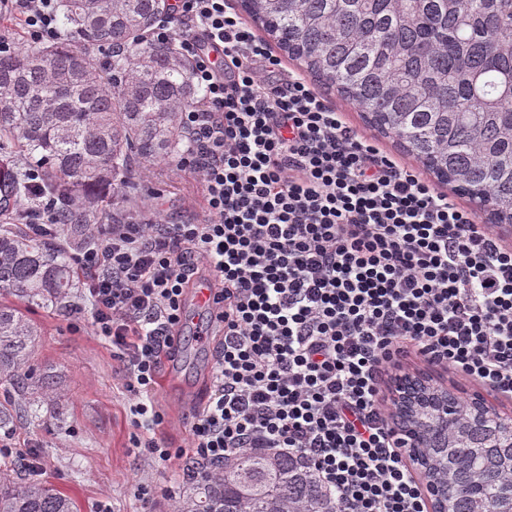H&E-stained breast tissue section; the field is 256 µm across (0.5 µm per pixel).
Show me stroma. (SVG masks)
Instances as JSON below:
<instances>
[{
	"label": "stroma",
	"instance_id": "1",
	"mask_svg": "<svg viewBox=\"0 0 512 512\" xmlns=\"http://www.w3.org/2000/svg\"><path fill=\"white\" fill-rule=\"evenodd\" d=\"M134 179L141 192L108 195L104 215L129 212L138 217L160 203L163 223L203 221V186L174 160L138 168ZM87 305L77 287L56 307H25L41 329L35 362L60 383L61 393L56 406L41 405L39 420L15 430L14 444L20 453L37 450L44 463L43 480L72 498L80 512H143L138 486L172 485L183 462L176 458L161 463L131 453L136 429L122 363L89 325ZM215 346L209 314L185 302L179 353L164 360L156 396L164 416L159 433L171 447L188 445L187 415L206 397Z\"/></svg>",
	"mask_w": 512,
	"mask_h": 512
}]
</instances>
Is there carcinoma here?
Here are the masks:
<instances>
[{"label":"carcinoma","mask_w":512,"mask_h":512,"mask_svg":"<svg viewBox=\"0 0 512 512\" xmlns=\"http://www.w3.org/2000/svg\"><path fill=\"white\" fill-rule=\"evenodd\" d=\"M59 33L0 54V291L52 307L74 286L60 236L85 238L113 187L136 189L133 169L189 146L179 113L200 95L172 43L150 38L169 0H57ZM269 41L365 123L391 137L442 184L512 224V0H242ZM44 164L39 192L57 226L22 224L32 194L20 159ZM38 327L0 302V428L38 417L58 387L35 367ZM444 419L434 405L405 413L435 512H512V432L484 406ZM251 481L224 465L190 483L174 512H341L316 476L288 456L237 455ZM0 461V512H78L39 480L18 482Z\"/></svg>","instance_id":"obj_1"}]
</instances>
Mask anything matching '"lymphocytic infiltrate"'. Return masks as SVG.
Masks as SVG:
<instances>
[{"instance_id":"1","label":"lymphocytic infiltrate","mask_w":512,"mask_h":512,"mask_svg":"<svg viewBox=\"0 0 512 512\" xmlns=\"http://www.w3.org/2000/svg\"><path fill=\"white\" fill-rule=\"evenodd\" d=\"M56 0H9L31 43ZM154 30L202 91L180 115L207 220L113 216L74 248L90 324L116 349L139 432L182 476L251 450L300 459L342 512H428L379 397L415 357L512 399V247L492 225L363 140L306 79H273L267 45L225 0H174ZM221 306L209 394L189 444L157 437L154 391L190 288Z\"/></svg>"}]
</instances>
